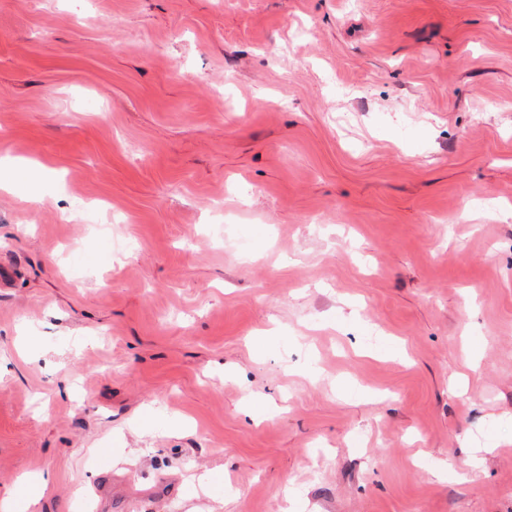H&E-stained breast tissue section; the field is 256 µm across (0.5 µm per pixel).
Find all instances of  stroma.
Here are the masks:
<instances>
[{
  "label": "stroma",
  "instance_id": "1",
  "mask_svg": "<svg viewBox=\"0 0 512 512\" xmlns=\"http://www.w3.org/2000/svg\"><path fill=\"white\" fill-rule=\"evenodd\" d=\"M0 157V497L512 512V0H0ZM49 484L48 478L43 475L36 478L25 480L21 485L32 488V494L27 497L22 504L18 500V492H11L6 497L0 499V510L2 512H14L19 507H22L24 511L34 510L33 508L39 504L43 492Z\"/></svg>",
  "mask_w": 512,
  "mask_h": 512
}]
</instances>
